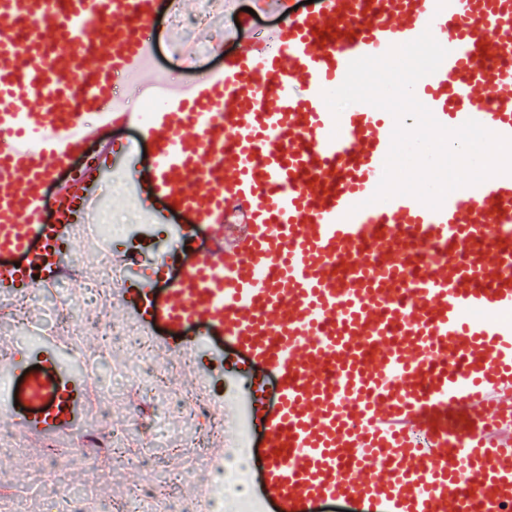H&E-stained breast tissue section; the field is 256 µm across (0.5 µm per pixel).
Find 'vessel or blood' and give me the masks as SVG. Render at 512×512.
Returning a JSON list of instances; mask_svg holds the SVG:
<instances>
[{
    "instance_id": "1",
    "label": "vessel or blood",
    "mask_w": 512,
    "mask_h": 512,
    "mask_svg": "<svg viewBox=\"0 0 512 512\" xmlns=\"http://www.w3.org/2000/svg\"><path fill=\"white\" fill-rule=\"evenodd\" d=\"M168 6L0 0V295L72 276L68 248L118 156L107 135L136 128L156 146L151 174L130 172L137 196L187 222L156 262L162 288L122 289L118 314L171 358L208 347L195 385L225 347L241 352L254 393L223 415L261 438L259 499L272 512H512V329L490 319L512 310V174L436 210L374 201L395 119L366 103L336 116L323 98L351 61L428 30L448 54L416 98L445 127L512 137V0H267L270 36L145 119L112 86L157 87L143 35ZM51 185L77 205L59 221L45 216ZM26 390L27 409L7 413L37 442L70 431L87 400L51 354Z\"/></svg>"
}]
</instances>
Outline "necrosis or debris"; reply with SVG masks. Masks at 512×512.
Wrapping results in <instances>:
<instances>
[{
	"label": "necrosis or debris",
	"instance_id": "necrosis-or-debris-1",
	"mask_svg": "<svg viewBox=\"0 0 512 512\" xmlns=\"http://www.w3.org/2000/svg\"><path fill=\"white\" fill-rule=\"evenodd\" d=\"M240 9L241 0H197L189 14L172 0L168 25L188 39L205 25L217 40ZM88 232L99 254L95 273L83 281L80 300L72 299L67 280L61 279L36 291L17 293L0 312L1 334H21L32 342L50 337L64 341L67 359L78 367L98 407L97 423L110 424L102 438L94 426L76 422L69 446L63 450L55 440L44 441L49 468L34 471L29 479L39 492L38 512H90L95 488L110 469H135L144 475L117 503V512H172V499L188 479L202 491L192 512H260L247 482L251 451L246 424L238 423L235 444L225 449L221 459H213L205 444L217 406L223 405L225 397L240 396V389L225 395L208 388L199 392L170 388V381L183 372V363L157 365V349L147 330L103 313L129 274L128 268L113 261L112 240L120 233L131 234V225L96 221ZM87 336L96 337L97 352L83 346ZM122 347L132 352V359L107 362V355ZM129 393L143 398L144 406H131L121 422H111L113 400ZM161 448L167 450V457L184 458L185 466L170 467L167 457L157 454ZM77 460L84 463L80 484L69 477L70 466Z\"/></svg>",
	"mask_w": 512,
	"mask_h": 512
}]
</instances>
